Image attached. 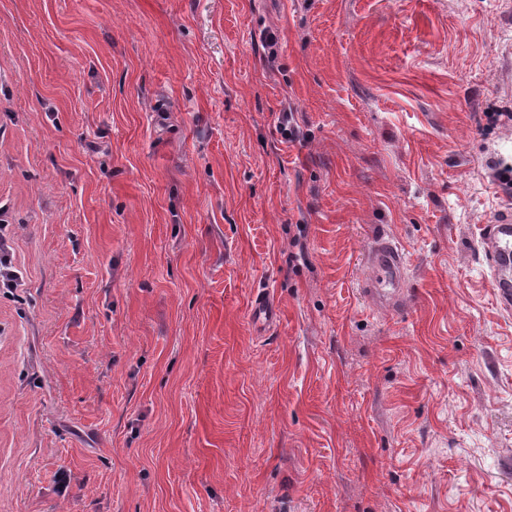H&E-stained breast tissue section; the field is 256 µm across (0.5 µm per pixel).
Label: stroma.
<instances>
[{"instance_id": "obj_1", "label": "stroma", "mask_w": 512, "mask_h": 512, "mask_svg": "<svg viewBox=\"0 0 512 512\" xmlns=\"http://www.w3.org/2000/svg\"><path fill=\"white\" fill-rule=\"evenodd\" d=\"M491 112L512 0H0V512H512ZM18 279L11 260V247L6 237L0 235V288H13ZM405 256L396 245L385 243L373 251L372 267L374 276L367 289L372 299L394 308L401 301V274ZM390 286V288H386Z\"/></svg>"}]
</instances>
